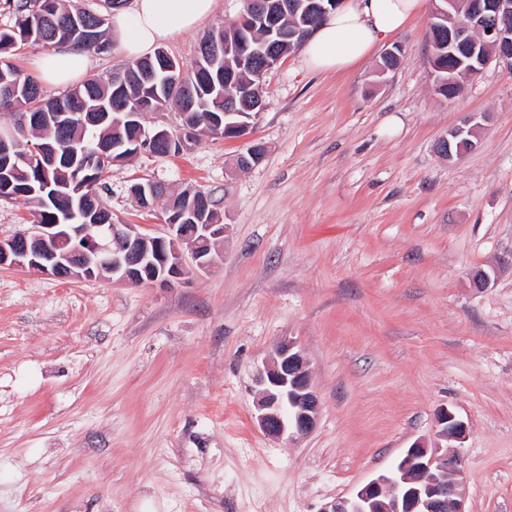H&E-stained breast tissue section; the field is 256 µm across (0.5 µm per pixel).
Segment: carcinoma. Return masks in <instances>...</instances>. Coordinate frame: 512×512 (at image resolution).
Wrapping results in <instances>:
<instances>
[{"label":"carcinoma","mask_w":512,"mask_h":512,"mask_svg":"<svg viewBox=\"0 0 512 512\" xmlns=\"http://www.w3.org/2000/svg\"><path fill=\"white\" fill-rule=\"evenodd\" d=\"M16 13L15 26L0 31V85L9 84L13 89L11 96L0 98V111L10 116L13 128V135L7 137L13 150L0 156V198L25 200L41 224H56L66 213L112 223V211L99 193L103 175L112 166V154L96 158L77 182L75 171L84 157L95 153L100 144L110 147L120 141L124 142L120 154H137L143 119L131 117L133 112L146 115L173 107L183 113L182 124L202 127L215 137L224 135L216 119L225 123L240 121L238 117H224V105L234 100L238 111L250 114L248 108L263 99L260 71L265 58L274 53L284 56L301 46L292 35L295 27L306 21L300 12L290 14L282 19L280 29L272 30L258 19L251 23L237 20L203 41L198 58L187 70L167 71V57L160 50L136 58L127 70L135 72L151 65L157 81L144 88L129 86L126 112L105 121L97 113L112 103V77L92 75L62 96H49L10 57L17 44L26 42L67 43L102 53L107 47V17L92 11L72 12L65 7L64 0H20ZM228 42L245 44L246 54L224 50ZM447 44L448 35L431 36V55L443 60L444 66L453 67L455 61L448 59ZM37 112L46 114V118L35 125L31 115ZM59 112H67L71 117L59 120ZM48 142L71 150L70 159L44 167L38 162L30 164L27 155ZM197 199L207 201L206 217L202 219L189 212L186 223H219L224 214L218 200L196 188L190 193L182 191L177 200L170 202L167 215L186 209Z\"/></svg>","instance_id":"cac0c4a2"}]
</instances>
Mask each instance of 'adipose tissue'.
Here are the masks:
<instances>
[{
    "mask_svg": "<svg viewBox=\"0 0 512 512\" xmlns=\"http://www.w3.org/2000/svg\"><path fill=\"white\" fill-rule=\"evenodd\" d=\"M215 6L216 0H132L113 15L110 37L127 56L139 57L195 31ZM423 7L424 0H342L306 41L303 64L318 72L347 68L403 29ZM92 62L88 51L62 43L36 58L34 67L42 83L65 87Z\"/></svg>",
    "mask_w": 512,
    "mask_h": 512,
    "instance_id": "1",
    "label": "adipose tissue"
}]
</instances>
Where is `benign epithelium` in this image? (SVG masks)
<instances>
[{"instance_id":"obj_1","label":"benign epithelium","mask_w":512,"mask_h":512,"mask_svg":"<svg viewBox=\"0 0 512 512\" xmlns=\"http://www.w3.org/2000/svg\"><path fill=\"white\" fill-rule=\"evenodd\" d=\"M340 0H248L250 14L274 24L290 6L324 19ZM431 17L448 22V54L477 74L491 59L512 69V0H432ZM154 81L141 70L133 78L116 79L112 104L119 106L127 86ZM479 125L448 131L437 151L452 160L476 146ZM145 143L172 147L179 133L165 126L145 128ZM266 147L249 142L239 155L247 168L258 165ZM182 214L166 220L156 236L164 250H150L151 237L127 224H29L10 238L0 239V266L38 271L56 278L93 280L105 274L121 283L169 288L186 274L184 248L198 271L211 268L215 246L228 232L226 224H182ZM254 419L268 436L304 437L315 428L320 401L311 384L308 361L296 342L280 341L259 370ZM436 435L446 442L466 438L467 425L446 407L435 415ZM464 464L455 453L441 452L422 438L415 440L390 470L377 475L349 497H338L321 512H465Z\"/></svg>"}]
</instances>
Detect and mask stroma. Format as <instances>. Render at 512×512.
Wrapping results in <instances>:
<instances>
[{
  "label": "stroma",
  "instance_id": "35a3bbf8",
  "mask_svg": "<svg viewBox=\"0 0 512 512\" xmlns=\"http://www.w3.org/2000/svg\"><path fill=\"white\" fill-rule=\"evenodd\" d=\"M243 9L217 0L162 48L191 68ZM429 22L337 75L283 58L251 169L233 166L245 142L202 134L104 174L114 222L149 235L165 205L141 210L130 184L214 191L230 231L210 271L153 288L0 267V512H320L433 436L442 407L468 425L448 445L465 512H512V70L437 94ZM474 115L476 147L439 155ZM483 268L495 282L472 288ZM285 338L321 401L296 441L253 418V374Z\"/></svg>",
  "mask_w": 512,
  "mask_h": 512
}]
</instances>
